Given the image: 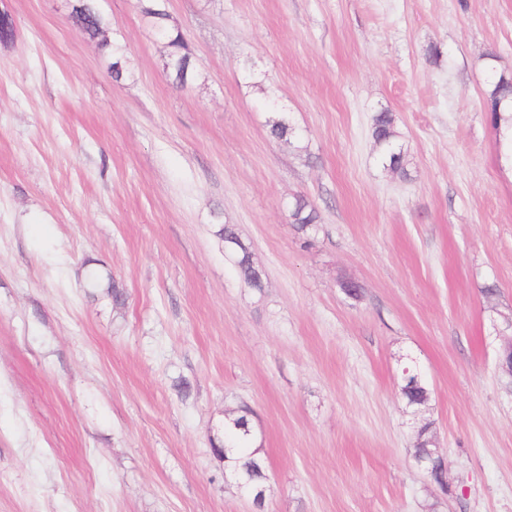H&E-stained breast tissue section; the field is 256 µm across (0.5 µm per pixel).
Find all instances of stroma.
<instances>
[{
  "label": "stroma",
  "instance_id": "stroma-1",
  "mask_svg": "<svg viewBox=\"0 0 512 512\" xmlns=\"http://www.w3.org/2000/svg\"><path fill=\"white\" fill-rule=\"evenodd\" d=\"M76 2L0 0V512H259L213 450L243 404L260 512H512V168L486 108L512 0H168L182 85L138 0H97L118 81ZM426 423L465 494L417 464ZM372 137L379 151V161L384 169L392 172H404V154L396 142L394 117L386 110L373 117ZM291 217L293 223L297 224L299 229L304 231L308 226L315 224L317 213L315 208L305 198L299 197L292 206ZM224 243L231 246L230 252L235 254L236 265L243 281L255 288L261 285V272L254 265L251 253L241 241L236 229L230 225H224L221 229ZM400 391L409 407H415L429 399V391L423 379L421 377L418 379L416 375L408 380H404L402 376Z\"/></svg>",
  "mask_w": 512,
  "mask_h": 512
}]
</instances>
